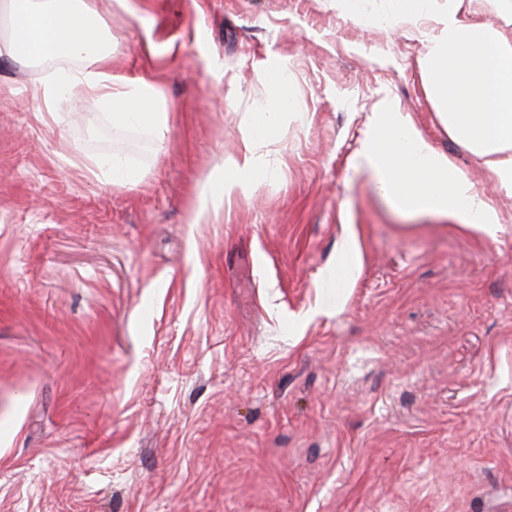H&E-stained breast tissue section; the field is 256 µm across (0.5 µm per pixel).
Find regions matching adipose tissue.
I'll use <instances>...</instances> for the list:
<instances>
[{"label": "adipose tissue", "instance_id": "adipose-tissue-1", "mask_svg": "<svg viewBox=\"0 0 512 512\" xmlns=\"http://www.w3.org/2000/svg\"><path fill=\"white\" fill-rule=\"evenodd\" d=\"M393 15L429 25L418 60L437 116L480 166L512 189V38L491 22L467 17L464 0H391ZM9 37L0 52L15 59L53 62L37 89L44 104L81 94L113 125L136 127L163 140L169 117L154 82L112 72V36L95 0H0ZM282 72L269 73L277 94L253 112L242 147L224 171V196L270 180L260 150L278 137L280 119L298 109ZM354 165L369 169L380 194L401 212L458 222L495 237L494 207L468 175L438 152L409 113L393 100L377 101L367 116Z\"/></svg>", "mask_w": 512, "mask_h": 512}]
</instances>
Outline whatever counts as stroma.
<instances>
[{
  "instance_id": "35a3bbf8",
  "label": "stroma",
  "mask_w": 512,
  "mask_h": 512,
  "mask_svg": "<svg viewBox=\"0 0 512 512\" xmlns=\"http://www.w3.org/2000/svg\"><path fill=\"white\" fill-rule=\"evenodd\" d=\"M96 0L163 145L0 57V512H512V194L436 116L424 27L336 0ZM279 66L276 177L224 166ZM494 205L394 210L352 158L383 97ZM122 155L142 178L94 179ZM363 261L347 276L350 230ZM86 167L96 179H100L101 174L109 175L112 178V184L135 185L139 180L136 169L127 166L121 159L114 156L112 158L88 157Z\"/></svg>"
}]
</instances>
